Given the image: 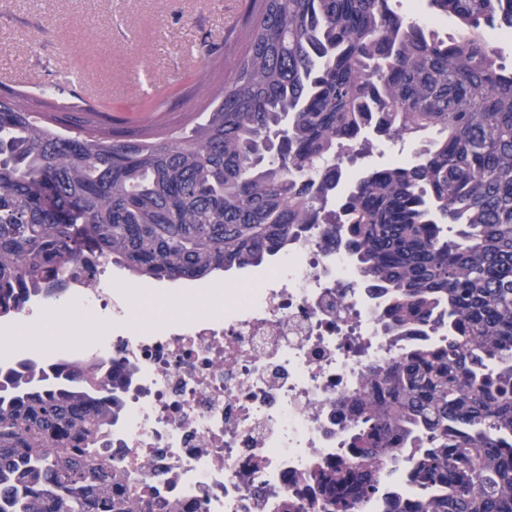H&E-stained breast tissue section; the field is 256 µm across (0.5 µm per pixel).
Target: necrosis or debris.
Here are the masks:
<instances>
[{"instance_id":"necrosis-or-debris-1","label":"necrosis or debris","mask_w":512,"mask_h":512,"mask_svg":"<svg viewBox=\"0 0 512 512\" xmlns=\"http://www.w3.org/2000/svg\"><path fill=\"white\" fill-rule=\"evenodd\" d=\"M287 260V274L225 289L207 313L146 327L130 323L106 261L72 283L79 306L123 324L106 336L82 328L79 346L132 372L112 452L147 492L190 512L307 508L310 471L341 459L340 400L400 349L343 256L314 237Z\"/></svg>"}]
</instances>
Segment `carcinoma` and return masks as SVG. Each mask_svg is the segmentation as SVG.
<instances>
[{
  "mask_svg": "<svg viewBox=\"0 0 512 512\" xmlns=\"http://www.w3.org/2000/svg\"><path fill=\"white\" fill-rule=\"evenodd\" d=\"M428 2L456 34L390 0H249L201 121L150 141L1 90L0 317L99 258L193 281L316 233L403 343L340 418L347 462L311 475L319 512H512V69L486 37L512 0ZM372 137L414 159L343 176L339 149ZM131 376L117 356L0 365V512H187L112 457Z\"/></svg>",
  "mask_w": 512,
  "mask_h": 512,
  "instance_id": "obj_1",
  "label": "carcinoma"
}]
</instances>
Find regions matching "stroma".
I'll return each mask as SVG.
<instances>
[{"instance_id": "1", "label": "stroma", "mask_w": 512, "mask_h": 512, "mask_svg": "<svg viewBox=\"0 0 512 512\" xmlns=\"http://www.w3.org/2000/svg\"><path fill=\"white\" fill-rule=\"evenodd\" d=\"M248 0H0V82L42 84L49 72L69 64L82 69L111 112L143 111L144 91L161 87L159 102L173 127L204 111V96L184 98L199 81L224 80V63L200 67L194 54L203 43L241 49L240 27ZM118 288L148 289L158 299L191 295L195 287L215 289L263 277L264 268L218 273L200 282L138 280L111 266Z\"/></svg>"}]
</instances>
